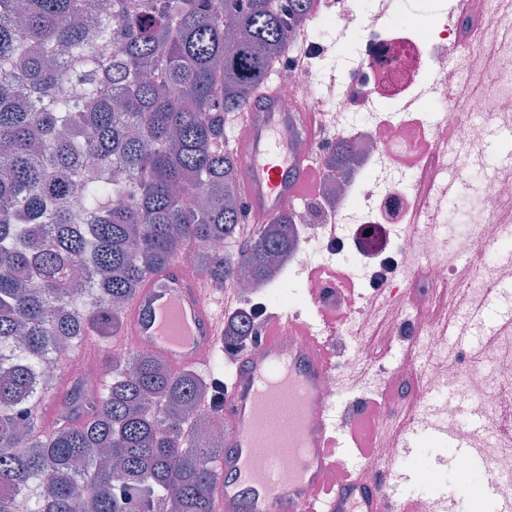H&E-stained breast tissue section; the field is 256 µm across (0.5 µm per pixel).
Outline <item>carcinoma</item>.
Listing matches in <instances>:
<instances>
[{
    "instance_id": "cac0c4a2",
    "label": "carcinoma",
    "mask_w": 512,
    "mask_h": 512,
    "mask_svg": "<svg viewBox=\"0 0 512 512\" xmlns=\"http://www.w3.org/2000/svg\"><path fill=\"white\" fill-rule=\"evenodd\" d=\"M0 0V512H214L213 463L193 414L215 377L147 354L106 364L48 427L63 346L118 336L146 277L189 244L243 224L226 115L253 100L311 0ZM72 92L59 96V83ZM283 212L237 259L203 255L214 282L274 287ZM245 310L224 338L253 333Z\"/></svg>"
}]
</instances>
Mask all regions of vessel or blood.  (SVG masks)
I'll list each match as a JSON object with an SVG mask.
<instances>
[{"label":"vessel or blood","instance_id":"1","mask_svg":"<svg viewBox=\"0 0 512 512\" xmlns=\"http://www.w3.org/2000/svg\"><path fill=\"white\" fill-rule=\"evenodd\" d=\"M269 86L237 113L252 148L237 175L246 229L273 222L285 200L311 197L321 177L312 160L289 146L288 117ZM228 297L186 260L150 275L127 305L113 344L142 339L179 369L211 370L224 345ZM336 369L327 338L300 317L270 312L256 344L237 355L224 383V451L216 464L214 512H416L395 498L397 462L383 458L372 421L394 415L393 395L361 403L346 438L336 435V404L324 393ZM357 449L361 468L350 466ZM263 470V482L253 480Z\"/></svg>","mask_w":512,"mask_h":512}]
</instances>
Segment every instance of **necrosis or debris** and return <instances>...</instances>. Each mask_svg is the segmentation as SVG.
I'll return each instance as SVG.
<instances>
[{
	"label": "necrosis or debris",
	"mask_w": 512,
	"mask_h": 512,
	"mask_svg": "<svg viewBox=\"0 0 512 512\" xmlns=\"http://www.w3.org/2000/svg\"><path fill=\"white\" fill-rule=\"evenodd\" d=\"M319 24L329 28L336 65L345 72L335 95L313 81L296 93L290 49L274 58L271 72L282 111L302 106L321 113L330 131L325 144L295 133V152L323 167L349 144L353 160L341 187L326 176L312 202L287 201L294 245L282 263L302 269L315 244L321 254L367 270L372 296L384 295L392 281L408 284L392 315L361 307L348 325L327 328L330 336L357 337L358 346L326 379V393L333 399L352 386L360 395L376 394L383 379L373 370L375 347L399 336L424 345L433 400L405 402L401 415L447 425L457 435L464 431L457 399L471 398L486 418L484 431L471 437L486 466L476 472L460 461L455 475L477 487L491 480L511 493L512 332L475 353L451 354L438 322L469 315L512 278V165L486 164L493 134L512 129V0H465L461 7L424 0L420 9L398 4L388 14L364 0L321 14ZM452 160L480 195L478 210L457 212L449 200ZM452 224L464 225L476 257L461 295L450 300ZM438 444L432 437L426 447L406 451L390 437L380 443L382 454L417 474L421 512H434L428 490L447 481L430 457Z\"/></svg>",
	"instance_id": "4bbe7bcc"
}]
</instances>
